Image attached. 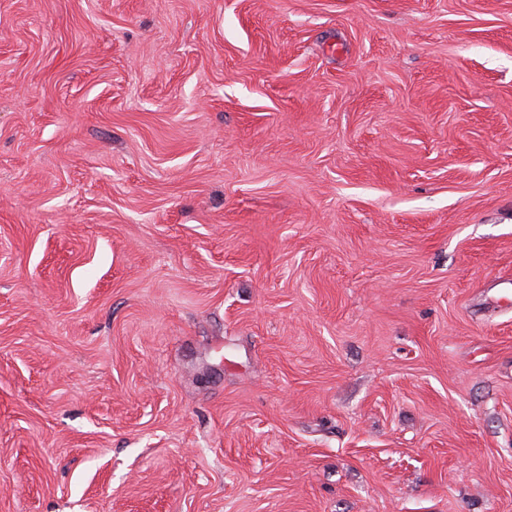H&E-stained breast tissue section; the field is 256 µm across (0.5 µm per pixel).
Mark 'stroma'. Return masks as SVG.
I'll return each mask as SVG.
<instances>
[{"label": "stroma", "mask_w": 512, "mask_h": 512, "mask_svg": "<svg viewBox=\"0 0 512 512\" xmlns=\"http://www.w3.org/2000/svg\"><path fill=\"white\" fill-rule=\"evenodd\" d=\"M0 512H512V0H0Z\"/></svg>", "instance_id": "35a3bbf8"}]
</instances>
